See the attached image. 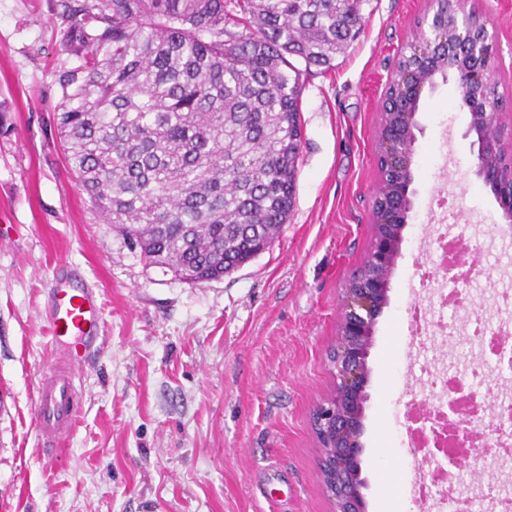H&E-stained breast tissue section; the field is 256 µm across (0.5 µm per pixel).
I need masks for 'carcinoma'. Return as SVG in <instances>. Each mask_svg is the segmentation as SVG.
Returning <instances> with one entry per match:
<instances>
[{"label": "carcinoma", "mask_w": 512, "mask_h": 512, "mask_svg": "<svg viewBox=\"0 0 512 512\" xmlns=\"http://www.w3.org/2000/svg\"><path fill=\"white\" fill-rule=\"evenodd\" d=\"M361 0H55L71 173L151 264L217 281L292 208L304 69H329Z\"/></svg>", "instance_id": "cac0c4a2"}]
</instances>
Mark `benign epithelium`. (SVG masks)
<instances>
[{"instance_id":"benign-epithelium-1","label":"benign epithelium","mask_w":512,"mask_h":512,"mask_svg":"<svg viewBox=\"0 0 512 512\" xmlns=\"http://www.w3.org/2000/svg\"><path fill=\"white\" fill-rule=\"evenodd\" d=\"M468 0H432V16L425 19L428 35L416 40L413 49L424 67L435 65L440 55V32L445 19L456 26L458 41L447 48L446 77L457 85L491 86L495 74L488 65L494 54L490 37L477 40L471 21L476 12ZM430 84L407 79L401 90L387 103L393 115L404 123L389 127L376 158L396 166L401 179L391 188L383 224L376 225L365 259L366 266L354 269L345 283L342 296L338 339L329 350V362L335 380L331 396L313 412V422L321 446V473L334 504V512H368L363 489L360 457L363 452L364 404L370 376L368 359L377 318L388 303L391 277L400 255L403 229L413 208L414 142L422 131L417 119L420 99ZM465 136L471 138L475 154V175L493 194L506 225L512 224V133L501 129L489 114L483 97L471 96ZM455 442L465 452L454 460L460 466L479 462L488 454V444L477 443L470 431L458 424Z\"/></svg>"}]
</instances>
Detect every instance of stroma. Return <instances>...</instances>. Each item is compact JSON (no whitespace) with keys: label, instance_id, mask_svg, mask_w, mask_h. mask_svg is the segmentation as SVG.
I'll list each match as a JSON object with an SVG mask.
<instances>
[{"label":"stroma","instance_id":"obj_1","mask_svg":"<svg viewBox=\"0 0 512 512\" xmlns=\"http://www.w3.org/2000/svg\"><path fill=\"white\" fill-rule=\"evenodd\" d=\"M49 0H0V512H333L312 414L333 389L342 288L366 258L378 187L385 87L429 0H363L364 26L335 66L304 74L293 209L270 249L195 284L147 265L68 172L53 71L66 54ZM495 38V75L512 124V0H471ZM454 81L418 115L417 194L369 357L362 475L368 512H423L406 452L415 385L407 310L437 191L460 199L452 237L478 272L456 324L496 323L512 288V235L474 174ZM103 302L98 349L82 371L65 449L44 459L35 398L52 358L43 311L59 262Z\"/></svg>","mask_w":512,"mask_h":512}]
</instances>
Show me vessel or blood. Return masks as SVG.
Here are the masks:
<instances>
[{
    "instance_id": "1",
    "label": "vessel or blood",
    "mask_w": 512,
    "mask_h": 512,
    "mask_svg": "<svg viewBox=\"0 0 512 512\" xmlns=\"http://www.w3.org/2000/svg\"><path fill=\"white\" fill-rule=\"evenodd\" d=\"M102 314L99 293L69 287L64 278H55L46 322L56 359L38 386L35 404L39 431L49 443L45 450L48 456L59 454L73 430L78 410V370L98 338Z\"/></svg>"
}]
</instances>
